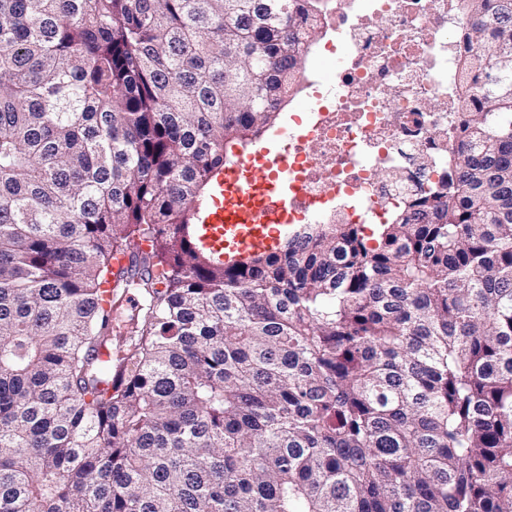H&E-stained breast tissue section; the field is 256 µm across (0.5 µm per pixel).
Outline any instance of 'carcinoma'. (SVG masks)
<instances>
[{
    "mask_svg": "<svg viewBox=\"0 0 512 512\" xmlns=\"http://www.w3.org/2000/svg\"><path fill=\"white\" fill-rule=\"evenodd\" d=\"M464 2L448 185L226 264L192 210L321 0H0V512H512V0Z\"/></svg>",
    "mask_w": 512,
    "mask_h": 512,
    "instance_id": "1",
    "label": "carcinoma"
}]
</instances>
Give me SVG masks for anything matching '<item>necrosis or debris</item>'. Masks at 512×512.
Listing matches in <instances>:
<instances>
[{
	"mask_svg": "<svg viewBox=\"0 0 512 512\" xmlns=\"http://www.w3.org/2000/svg\"><path fill=\"white\" fill-rule=\"evenodd\" d=\"M332 79L312 83L288 141L290 220L385 224L447 184L462 114V0H323Z\"/></svg>",
	"mask_w": 512,
	"mask_h": 512,
	"instance_id": "necrosis-or-debris-1",
	"label": "necrosis or debris"
}]
</instances>
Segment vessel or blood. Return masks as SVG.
Listing matches in <instances>:
<instances>
[{
	"label": "vessel or blood",
	"mask_w": 512,
	"mask_h": 512,
	"mask_svg": "<svg viewBox=\"0 0 512 512\" xmlns=\"http://www.w3.org/2000/svg\"><path fill=\"white\" fill-rule=\"evenodd\" d=\"M287 177V154L271 158L263 148L225 167L213 204L194 211L197 247L227 261L272 251L288 219V198L279 190Z\"/></svg>",
	"instance_id": "1"
}]
</instances>
